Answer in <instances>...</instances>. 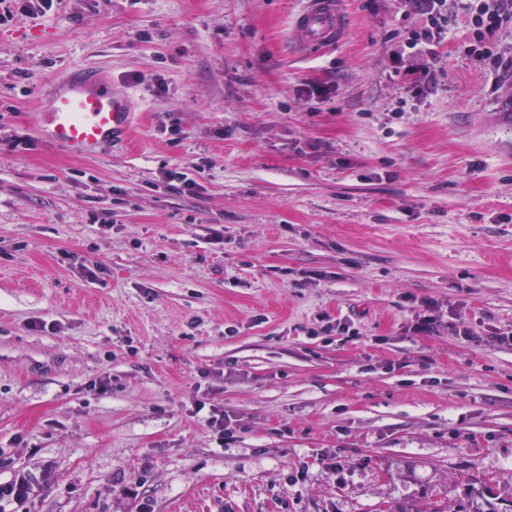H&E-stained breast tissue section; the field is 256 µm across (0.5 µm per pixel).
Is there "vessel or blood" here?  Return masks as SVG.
Wrapping results in <instances>:
<instances>
[{
	"instance_id": "b4317fda",
	"label": "vessel or blood",
	"mask_w": 512,
	"mask_h": 512,
	"mask_svg": "<svg viewBox=\"0 0 512 512\" xmlns=\"http://www.w3.org/2000/svg\"><path fill=\"white\" fill-rule=\"evenodd\" d=\"M302 48L312 51L345 36L342 0H305L295 19ZM46 139L77 154L95 153L129 126L126 98L114 95L97 69L82 68L58 85L38 109Z\"/></svg>"
}]
</instances>
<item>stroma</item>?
<instances>
[{"label":"stroma","mask_w":512,"mask_h":512,"mask_svg":"<svg viewBox=\"0 0 512 512\" xmlns=\"http://www.w3.org/2000/svg\"><path fill=\"white\" fill-rule=\"evenodd\" d=\"M303 5L0 27V484L31 479L0 512H512V68L460 0L400 70L412 0H342L315 52ZM84 67L131 108L91 156L37 116ZM304 3L295 19L302 48L321 49L344 38L346 21L341 0H305Z\"/></svg>","instance_id":"35a3bbf8"}]
</instances>
